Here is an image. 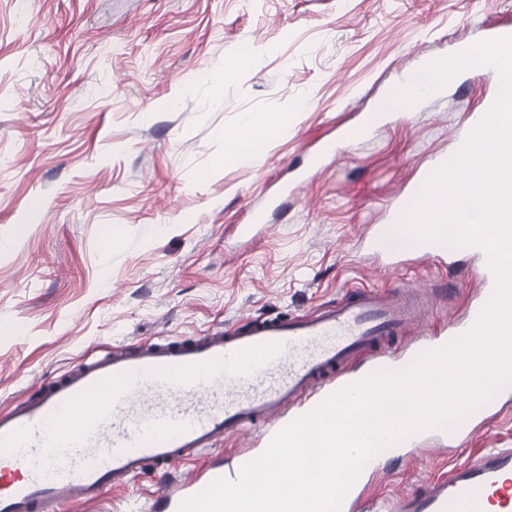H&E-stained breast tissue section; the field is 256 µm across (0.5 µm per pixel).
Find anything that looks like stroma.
<instances>
[{
	"instance_id": "obj_1",
	"label": "stroma",
	"mask_w": 512,
	"mask_h": 512,
	"mask_svg": "<svg viewBox=\"0 0 512 512\" xmlns=\"http://www.w3.org/2000/svg\"><path fill=\"white\" fill-rule=\"evenodd\" d=\"M512 28V0H0V408L77 361L142 339H195L295 317L354 286L438 292L405 349L443 335L480 287L479 260L379 264L362 235L448 159L499 89L479 69L362 136L349 128L432 55ZM257 63L234 68L240 52ZM234 68L215 98L207 80ZM275 117L262 164L225 160L244 114ZM336 153L311 180L322 145ZM302 184L253 238L238 227ZM120 237H113V230ZM512 448V406L466 449L427 445L379 464L395 497L453 462ZM159 473L64 512H153Z\"/></svg>"
}]
</instances>
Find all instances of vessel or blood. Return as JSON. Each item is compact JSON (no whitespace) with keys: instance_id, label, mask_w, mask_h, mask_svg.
Instances as JSON below:
<instances>
[{"instance_id":"vessel-or-blood-1","label":"vessel or blood","mask_w":512,"mask_h":512,"mask_svg":"<svg viewBox=\"0 0 512 512\" xmlns=\"http://www.w3.org/2000/svg\"><path fill=\"white\" fill-rule=\"evenodd\" d=\"M382 237V228H373L367 252L400 265ZM494 287L493 272L482 266L478 298L449 324V337L472 328ZM423 307L406 289L386 296L358 287L306 315L239 322L194 340L141 341L80 362L36 397L0 410V458L7 462L0 468V512H60L67 501L93 502L148 469L215 449L256 422L276 426L287 408L307 414L360 377H372L394 353L396 334ZM359 354L369 362L360 376L349 370ZM96 394L102 400L90 406ZM446 436L462 447L463 420L383 430L394 449ZM224 474L217 460L189 470L181 483L164 486L161 512H178ZM365 479L358 474L337 512H512V448L477 454L395 499L368 497Z\"/></svg>"}]
</instances>
